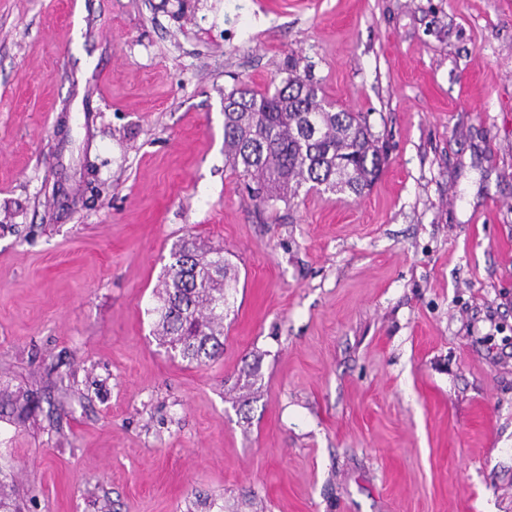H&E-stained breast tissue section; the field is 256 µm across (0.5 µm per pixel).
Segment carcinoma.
Returning a JSON list of instances; mask_svg holds the SVG:
<instances>
[{"label":"carcinoma","mask_w":512,"mask_h":512,"mask_svg":"<svg viewBox=\"0 0 512 512\" xmlns=\"http://www.w3.org/2000/svg\"><path fill=\"white\" fill-rule=\"evenodd\" d=\"M385 161L366 117L333 110L308 75L288 77L272 94L242 88L224 95V165L254 181L253 198L264 206L302 190L359 195ZM234 282L224 249L181 239L156 290L160 344L199 366L215 359L224 350Z\"/></svg>","instance_id":"cac0c4a2"}]
</instances>
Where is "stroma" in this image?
Wrapping results in <instances>:
<instances>
[{"label": "stroma", "instance_id": "obj_1", "mask_svg": "<svg viewBox=\"0 0 512 512\" xmlns=\"http://www.w3.org/2000/svg\"><path fill=\"white\" fill-rule=\"evenodd\" d=\"M310 75L388 159L256 205L224 94ZM224 354L170 358L172 246ZM0 480L22 512H512V0H0ZM170 260L156 290V337L174 358L205 365L224 350V310L236 272L223 248L190 235L171 249Z\"/></svg>", "mask_w": 512, "mask_h": 512}]
</instances>
